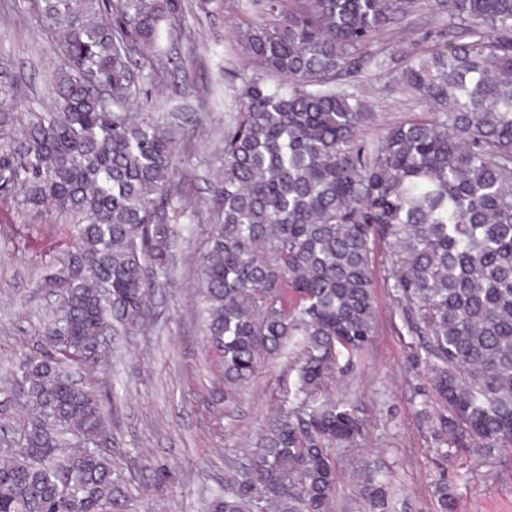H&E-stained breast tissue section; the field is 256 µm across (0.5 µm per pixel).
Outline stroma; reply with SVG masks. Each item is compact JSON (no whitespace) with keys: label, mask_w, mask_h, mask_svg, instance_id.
<instances>
[{"label":"stroma","mask_w":512,"mask_h":512,"mask_svg":"<svg viewBox=\"0 0 512 512\" xmlns=\"http://www.w3.org/2000/svg\"><path fill=\"white\" fill-rule=\"evenodd\" d=\"M249 20L236 0L209 14L188 6L167 43V70L154 81L137 80L130 101L135 112L180 115L190 140L180 146L173 183L177 196L194 205L200 229L178 239L171 276L148 300V328L116 337L104 361L73 374L81 385L114 396L105 407V436L113 458L136 462L124 474L126 512H203L211 491L261 447L268 418L293 383L283 355L238 395L225 397L197 316L207 250L202 226L210 219L227 112L243 86L235 27ZM60 63L37 0H0V143L16 134L26 110L46 109L44 83ZM339 83L377 99V123L411 114L409 96L381 77L374 62ZM67 237L66 225L26 212L19 195L0 191V363L31 346L58 306L49 278ZM374 296L375 334L329 390L331 398L356 405L366 421L354 447L333 451L339 481L332 512H361L353 474L359 463L388 477V512H438L442 482L456 498V512H512V459L446 457L445 440L425 418L438 409L430 375L413 366V339L386 288L376 286ZM213 421L220 433L210 429Z\"/></svg>","instance_id":"1"}]
</instances>
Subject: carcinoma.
<instances>
[{
	"label": "carcinoma",
	"instance_id": "carcinoma-1",
	"mask_svg": "<svg viewBox=\"0 0 512 512\" xmlns=\"http://www.w3.org/2000/svg\"><path fill=\"white\" fill-rule=\"evenodd\" d=\"M250 72L224 127L216 222L201 260L204 338L234 393L301 337L288 362L298 402L273 414L263 448L207 512H332L331 450L364 430L356 407L318 400L375 334L388 288L418 338L436 420L455 447L512 456V0H245ZM431 21L397 39L405 20ZM183 0H41L63 62L51 106L0 145V187L68 219L50 279L62 295L44 343L15 357L0 401L23 412L0 446V512H123V467L99 447L104 401L73 383L105 337L145 328L169 271L175 127L129 111L130 51L146 78L166 68L163 35ZM453 19L450 28L445 19ZM420 114L364 135L371 101L336 88L368 48ZM388 485L361 486L370 512Z\"/></svg>",
	"mask_w": 512,
	"mask_h": 512
}]
</instances>
